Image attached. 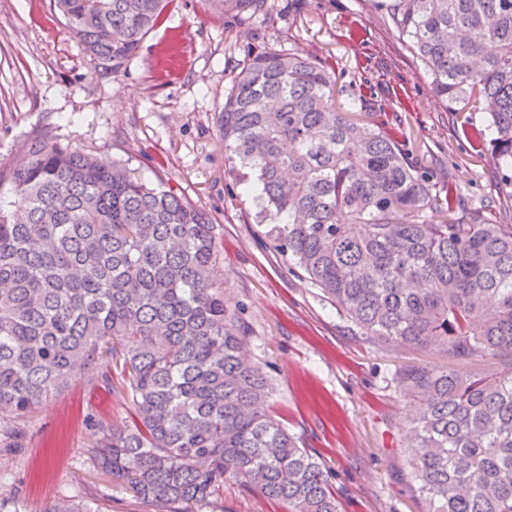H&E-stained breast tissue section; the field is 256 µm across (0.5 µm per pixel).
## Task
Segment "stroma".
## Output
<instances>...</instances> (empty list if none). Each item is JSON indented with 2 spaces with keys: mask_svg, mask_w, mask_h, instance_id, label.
Instances as JSON below:
<instances>
[{
  "mask_svg": "<svg viewBox=\"0 0 512 512\" xmlns=\"http://www.w3.org/2000/svg\"><path fill=\"white\" fill-rule=\"evenodd\" d=\"M269 3L267 14L234 20L203 0H170L136 54L111 72L84 54L49 0H0V170L30 139L46 138L129 161L209 212L224 295L246 307L249 355L268 364L276 389L272 410L320 457L340 512H426L403 438L415 404L392 377L407 366H448V357L436 346L360 336L299 268L260 244L254 194L227 174L214 114L248 56L300 52L333 68L337 108L399 129L415 164L457 186L462 208L512 224V191L464 133L484 114L435 92L377 0ZM127 416L120 394L77 376L30 414L22 448L0 453V496L28 512L66 497L99 512H145L89 453L92 420L118 425Z\"/></svg>",
  "mask_w": 512,
  "mask_h": 512,
  "instance_id": "obj_1",
  "label": "stroma"
}]
</instances>
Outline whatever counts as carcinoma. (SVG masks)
<instances>
[{
	"instance_id": "obj_1",
	"label": "carcinoma",
	"mask_w": 512,
	"mask_h": 512,
	"mask_svg": "<svg viewBox=\"0 0 512 512\" xmlns=\"http://www.w3.org/2000/svg\"><path fill=\"white\" fill-rule=\"evenodd\" d=\"M171 0H50L110 71ZM224 16L267 0H203ZM391 17L445 99L474 98L471 129L512 186V0H395ZM496 50L484 53V44ZM332 68L300 52L244 63L216 117L228 174L255 179L257 223L369 340L435 345L490 375L398 370L423 407L405 433L428 512H512V225L456 211L459 191L420 170L382 124L336 108ZM0 447L76 375L108 390L119 353L129 416L94 425L90 453L150 512H193L233 480L287 512H339L328 471L269 412L267 366L245 357L243 309L224 299L214 224L121 161L33 138L0 174ZM40 512H97L70 498Z\"/></svg>"
}]
</instances>
